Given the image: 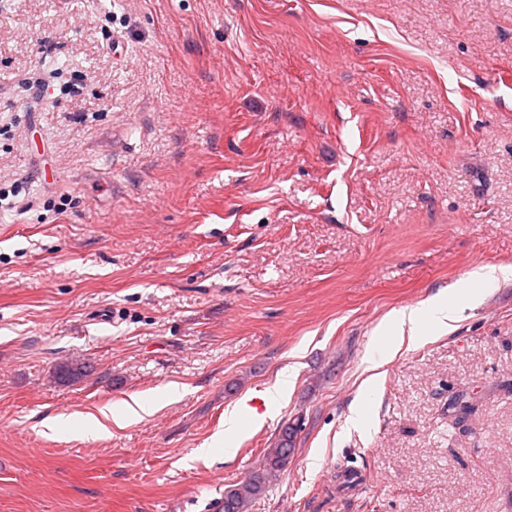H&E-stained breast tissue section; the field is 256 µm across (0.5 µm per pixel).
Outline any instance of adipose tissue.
<instances>
[{
  "label": "adipose tissue",
  "mask_w": 512,
  "mask_h": 512,
  "mask_svg": "<svg viewBox=\"0 0 512 512\" xmlns=\"http://www.w3.org/2000/svg\"><path fill=\"white\" fill-rule=\"evenodd\" d=\"M512 276V267H480L469 272L464 288L456 296L447 298L434 296L421 305L409 307L390 316V323L396 325L398 335L389 337L386 344V356H393L402 344H419L424 339V327L439 331L452 330L463 310L462 302L470 292L488 286L501 277Z\"/></svg>",
  "instance_id": "ef3b65f1"
}]
</instances>
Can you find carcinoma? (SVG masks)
<instances>
[{
  "label": "carcinoma",
  "instance_id": "carcinoma-1",
  "mask_svg": "<svg viewBox=\"0 0 512 512\" xmlns=\"http://www.w3.org/2000/svg\"><path fill=\"white\" fill-rule=\"evenodd\" d=\"M89 372L90 365L85 362L66 363L56 369L55 378L70 382L86 376ZM301 429V422L296 420L281 428L272 446L263 450L259 463L248 476L224 491L223 512H249L252 501L262 495L270 482L288 467Z\"/></svg>",
  "mask_w": 512,
  "mask_h": 512
}]
</instances>
